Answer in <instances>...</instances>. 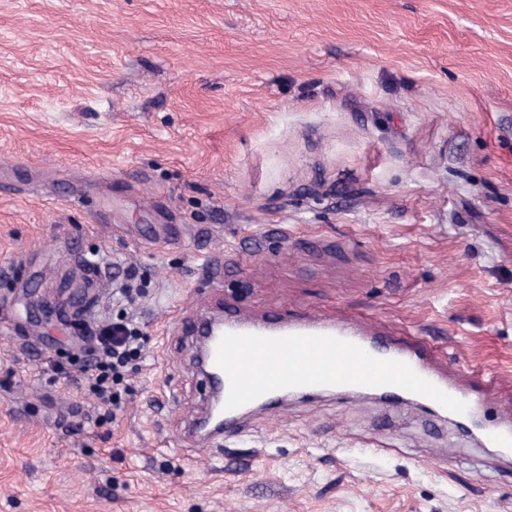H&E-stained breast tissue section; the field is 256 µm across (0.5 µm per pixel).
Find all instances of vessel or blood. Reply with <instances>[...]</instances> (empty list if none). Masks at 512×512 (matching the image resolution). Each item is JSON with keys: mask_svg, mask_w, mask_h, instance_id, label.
Masks as SVG:
<instances>
[{"mask_svg": "<svg viewBox=\"0 0 512 512\" xmlns=\"http://www.w3.org/2000/svg\"><path fill=\"white\" fill-rule=\"evenodd\" d=\"M223 320L208 348V370L223 388L224 425L209 442L242 432L251 407L271 410L288 396L336 390L420 398L483 446L512 448V415H482L496 376L435 367L436 350L422 338L308 312L251 320L228 309Z\"/></svg>", "mask_w": 512, "mask_h": 512, "instance_id": "b4317fda", "label": "vessel or blood"}]
</instances>
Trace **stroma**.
Listing matches in <instances>:
<instances>
[{
	"mask_svg": "<svg viewBox=\"0 0 512 512\" xmlns=\"http://www.w3.org/2000/svg\"><path fill=\"white\" fill-rule=\"evenodd\" d=\"M1 181L0 512H512V458L406 401L291 397L193 451L164 328L363 317L512 404V0H0ZM121 316L100 422L48 358Z\"/></svg>",
	"mask_w": 512,
	"mask_h": 512,
	"instance_id": "1",
	"label": "stroma"
}]
</instances>
